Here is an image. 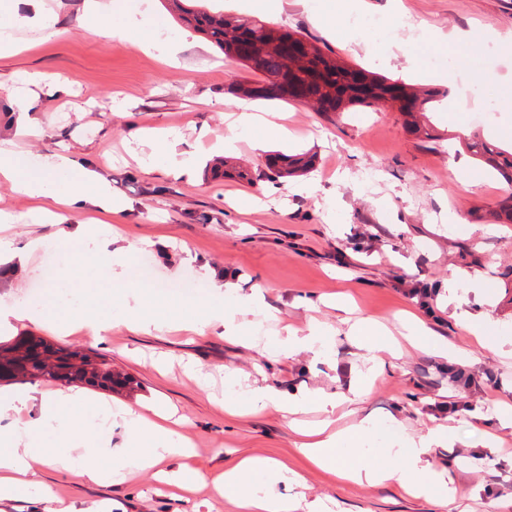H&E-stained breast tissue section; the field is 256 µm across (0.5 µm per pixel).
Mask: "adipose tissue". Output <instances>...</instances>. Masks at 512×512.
Segmentation results:
<instances>
[{
  "instance_id": "ef3b65f1",
  "label": "adipose tissue",
  "mask_w": 512,
  "mask_h": 512,
  "mask_svg": "<svg viewBox=\"0 0 512 512\" xmlns=\"http://www.w3.org/2000/svg\"><path fill=\"white\" fill-rule=\"evenodd\" d=\"M86 16L90 29L119 44L130 42L145 25L144 20L133 15L115 16L107 0H86ZM22 27L36 29L48 40L58 32V19L39 12L30 17L18 15L15 0H10L0 9V54L14 51V32ZM235 111V123L220 147L222 153L234 151L242 132L255 133L254 146L259 150L264 149L269 138L288 136L285 127L259 126L254 109L246 102H238ZM0 176L9 180L18 194L35 202L34 215L40 221L65 223V208L88 200L103 211H118L105 180L61 153L46 154L34 161L0 151ZM133 250V244L120 241L104 253L113 282L127 286L117 307L103 308L99 298L76 289L74 279L65 277L51 283L47 298L0 304V333L27 325L96 339L115 329L149 331L155 320L144 309L143 293L126 283V267ZM224 287V293L216 294L203 310L178 318V327L201 333L219 325L226 340H238L244 330L241 317L260 310L263 290L257 286L250 295L241 296L232 282H225ZM329 347L327 333L315 324L308 325L305 334L293 331L273 336L270 342L275 354L310 350L322 356ZM344 400L340 393H284L267 387L245 391L240 398L225 399L224 410L231 415L244 410H273L288 415L313 408L330 415ZM8 413L24 416L25 422L19 432L0 426V502L36 492L43 498L46 512H79L75 506L62 505L40 480L39 470L45 466L97 486H122L134 475L149 472L177 493L193 491L200 477L199 471L189 465L194 452L177 431L178 419L164 407L151 406L144 411L115 407L95 391L74 384L50 391L36 386L21 391L0 389V416ZM105 416L124 429L131 441L129 448L114 454L103 448L96 421ZM375 434V424L368 419L337 433L321 424L299 429L297 446L314 466L334 472L342 480L371 485L393 481L410 494H428L430 484H424L420 476L430 470L428 457L432 449L447 446L445 429L432 427L416 441L399 437L374 456L370 450ZM170 459L179 460L178 469L165 468V461ZM304 487L300 474L279 461L260 456L242 459L216 483L218 493L231 501L238 512H330L325 501L308 500Z\"/></svg>"
}]
</instances>
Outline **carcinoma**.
<instances>
[{"label":"carcinoma","instance_id":"obj_1","mask_svg":"<svg viewBox=\"0 0 512 512\" xmlns=\"http://www.w3.org/2000/svg\"><path fill=\"white\" fill-rule=\"evenodd\" d=\"M185 0H171L179 19L205 34L230 62H239L262 75L259 81L242 80L230 88L234 95L251 100L298 101L319 112H343L350 107L385 105L407 116L409 131L423 142L434 135L419 115L437 101L440 93L389 80L383 76L348 67L325 53L306 37L270 26L260 20L210 13ZM467 148L474 158L496 174L512 182V147L505 149L480 137ZM312 166L305 156L274 154L267 169L277 177L303 173ZM22 377L29 380L50 378L61 382L88 383L100 387H123L128 379L112 372L80 351L62 353L42 339H19L0 347V379Z\"/></svg>","mask_w":512,"mask_h":512}]
</instances>
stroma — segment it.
Segmentation results:
<instances>
[{
  "instance_id": "35a3bbf8",
  "label": "stroma",
  "mask_w": 512,
  "mask_h": 512,
  "mask_svg": "<svg viewBox=\"0 0 512 512\" xmlns=\"http://www.w3.org/2000/svg\"><path fill=\"white\" fill-rule=\"evenodd\" d=\"M64 22L58 38L0 58V147L30 156L68 153L99 173L122 211L107 229L129 242L147 241L131 256L132 275L150 307L175 317L184 298L204 308L215 293L214 279L201 267L238 284L240 293L261 285L279 325L305 327L315 321L336 329L333 352L318 359L309 352L272 358L264 349L268 326L246 315V342L224 339L220 329L197 335L161 324L147 332L121 330L95 340L38 326L0 336H36L65 350L80 349L106 359L132 378L131 388L109 392L117 404L144 402L171 407L192 442L195 464L212 479L241 457L261 455L300 472L308 499L329 501L333 512H438L430 497L413 498L394 485L346 483L315 468L297 450L288 419L267 412L226 415L221 402L231 389L271 387L282 391H344L364 364V352L340 335L346 314L322 304L323 295L349 291L358 316L385 326L376 350L381 372L357 403L334 413L344 429L363 418L419 436L446 425L447 447L431 456L433 469L450 471L462 512H512V224H492L486 212L512 196V183L476 161L465 147L473 134L512 143V112L495 124L465 121L483 100L512 95V49L497 47V67L482 99L466 100L463 87L484 67L487 50H457L450 35L473 26L512 27V0H276L274 12L254 11L272 26L299 31L353 67L410 84L435 76L441 101L427 119L435 142L412 135L400 112L357 108L321 114L298 102L258 101L257 112L274 115L288 128V140H269L265 152L252 147V134L238 137L233 158L255 172L253 183L214 177L232 121V82L248 77L241 64L225 61L204 34L184 27L167 0H112L116 15L149 18L137 42L114 44L92 33L84 0H43ZM369 19L353 32L329 27L326 15ZM403 16L413 29L395 33L390 19ZM152 40L156 49L145 50ZM44 73L61 91L26 83ZM38 100L35 132L19 134L22 107ZM172 134L174 152L147 164L148 146L135 130ZM274 151L307 153L303 174L264 177ZM194 179L174 177L183 158ZM457 161L476 179L467 187L448 171ZM30 203L0 179V211L17 214L0 224V238L23 243L43 240L29 269L17 270L0 291L13 301L40 297L55 278L50 261L68 226L94 217L86 206L68 211V224H36ZM461 216L454 224L450 215ZM458 278L463 307L487 323L490 341L474 336L447 302L449 278ZM433 289L430 309L410 291ZM195 364L186 373L185 360ZM494 370L499 387L485 396V373ZM465 402L469 411L444 417L437 403ZM44 479L65 503L110 500L112 512H237L205 488L188 499H170L150 474L133 489L94 486L45 471Z\"/></svg>"
}]
</instances>
